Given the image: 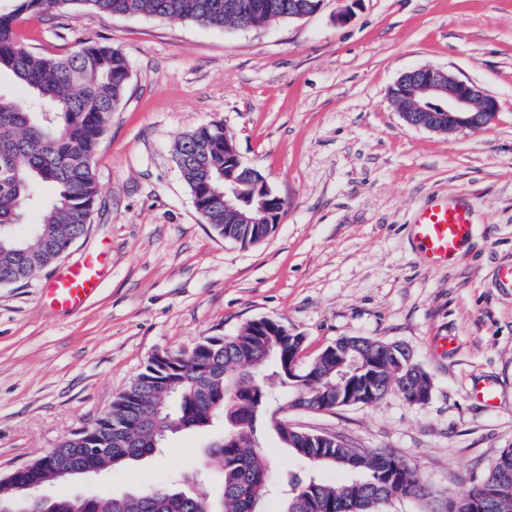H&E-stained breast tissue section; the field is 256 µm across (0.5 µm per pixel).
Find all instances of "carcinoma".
Masks as SVG:
<instances>
[{
    "mask_svg": "<svg viewBox=\"0 0 512 512\" xmlns=\"http://www.w3.org/2000/svg\"><path fill=\"white\" fill-rule=\"evenodd\" d=\"M226 0H13L0 11V74L25 87L30 98L0 92V285L24 281L57 260L68 242L84 235L99 198L95 156L109 118L123 103L129 62L109 44H84L66 55L31 48L17 28L24 15L37 17L73 11L87 18L142 14L166 22L208 27L226 24L249 29L253 23L309 13L317 0H259L260 16L243 8L224 10ZM393 101L404 111L414 107L411 90L394 85ZM233 140L224 124L211 121L185 134L174 157L195 201L197 212L224 239L242 246L257 243L273 224H238L224 208V177L240 176L224 159ZM47 185L42 201L35 188ZM31 205L41 220L24 236L13 232ZM255 322L232 336H205L180 354L153 356L144 370L112 401L89 433L112 455L101 470L118 468L158 454L169 436L222 424L208 453L221 462L216 499L193 492L201 473L184 471L178 482L149 487L130 497L96 498L93 512H263L269 486L264 439L274 434L281 447L305 466L290 473L279 512H378L396 498L423 499L427 486L420 470L387 451L355 448L338 435L295 428L286 418L269 415L272 403L314 411L320 403L347 398L362 388L367 404L391 393L408 399L429 392L431 378L411 351L396 343L362 336L342 337L337 352L323 354L301 373L310 381L288 378V359L299 353L304 336L283 329L276 319ZM86 433L63 440L30 473L47 478L64 467L86 462ZM333 469L345 475L334 483L322 477ZM14 482L0 480V512H37L22 502ZM48 512H85L66 495L45 506ZM448 512H512V448L503 450L487 478L450 501Z\"/></svg>",
    "mask_w": 512,
    "mask_h": 512,
    "instance_id": "1",
    "label": "carcinoma"
}]
</instances>
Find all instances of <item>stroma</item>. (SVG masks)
<instances>
[{
  "label": "stroma",
  "mask_w": 512,
  "mask_h": 512,
  "mask_svg": "<svg viewBox=\"0 0 512 512\" xmlns=\"http://www.w3.org/2000/svg\"><path fill=\"white\" fill-rule=\"evenodd\" d=\"M33 47L109 43L127 55L123 106L95 171L85 234L56 266L0 286V477L33 463L107 410L157 352L278 319L305 341L299 365L345 336L400 344L432 378L429 400L289 412L297 427L386 449L423 473L429 495L381 512H448L512 448V0H324L260 29L144 15L23 18ZM451 72L494 97L477 131L409 127L388 89L406 71ZM220 121L286 207L243 247L196 211L174 159L189 130ZM468 200L477 231L447 264L423 260L417 212ZM102 256L81 311L51 305L56 270ZM453 342L442 348V340ZM489 381L497 401H477ZM207 431L169 437L160 455L41 495L121 496L178 472H219Z\"/></svg>",
  "instance_id": "obj_1"
}]
</instances>
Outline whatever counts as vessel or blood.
<instances>
[{
  "instance_id": "vessel-or-blood-1",
  "label": "vessel or blood",
  "mask_w": 512,
  "mask_h": 512,
  "mask_svg": "<svg viewBox=\"0 0 512 512\" xmlns=\"http://www.w3.org/2000/svg\"><path fill=\"white\" fill-rule=\"evenodd\" d=\"M476 233L472 208L462 199L438 197L423 207L414 223V236L422 256L433 265L447 262ZM99 269L94 258L56 274L49 293L56 306L75 312L94 292Z\"/></svg>"
}]
</instances>
